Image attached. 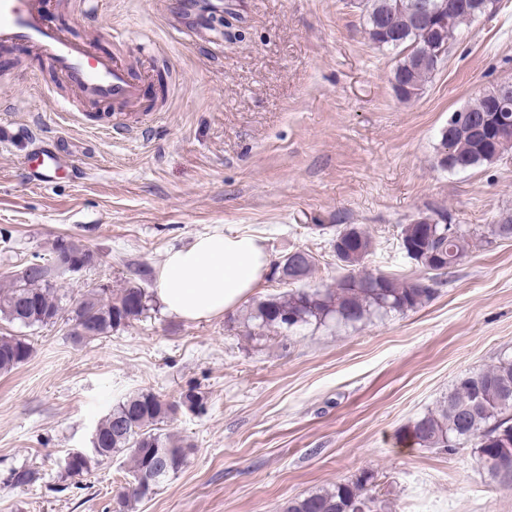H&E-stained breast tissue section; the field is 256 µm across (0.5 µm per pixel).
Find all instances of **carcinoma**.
<instances>
[{"mask_svg": "<svg viewBox=\"0 0 512 512\" xmlns=\"http://www.w3.org/2000/svg\"><path fill=\"white\" fill-rule=\"evenodd\" d=\"M365 25L369 40L379 48L397 53L393 87L403 99L419 95L443 61L427 60L418 51L434 42L453 44L462 26L487 12L497 13L500 0H366ZM475 121L459 122L448 117V127L440 132L437 163L444 170H466L499 159L512 148V99L494 104L479 95L461 109ZM445 214L424 216L421 224H404L399 245L414 248L410 260L426 272L441 270L440 255L448 256L452 269L467 256L477 242L512 239V217L501 224L462 229L454 234L444 227ZM368 231L356 225L336 230L334 251L341 254L346 274L330 288H291L256 301L244 327L251 340L260 343L270 335H281L300 327L330 320L356 325L374 315L405 313L423 306L434 294L430 278H397L383 273L367 282L360 267L372 252ZM74 260H90V249L78 240L63 239L49 250V257L37 256L23 279L14 273L0 286V321L24 328L43 326L53 318L67 315L70 337L83 343L112 335L130 326L150 310L152 295L136 279L130 278L117 293L109 287L96 288L66 307L56 283V252ZM299 274L287 270L273 273L279 280L296 284L307 279L315 257L302 259ZM33 353L24 335H0V372H8L28 362ZM206 396L189 388L169 401L151 391L133 392L123 397L95 426L91 449L76 450L64 459L65 479L87 474L95 466L125 454L131 479L113 498L114 512H131L136 503L152 497L160 485L180 472L187 463L191 446L162 432L161 425L180 411L199 413L206 408ZM418 448L452 454L465 444L472 447L477 462L499 487L512 489V356L501 357L486 368L457 379L448 395L435 409L415 419L405 434ZM494 457L508 465L503 470L484 465ZM38 471L20 467L9 472L16 487L34 484ZM379 505V484L374 472L358 476L304 497L288 501L284 512H375Z\"/></svg>", "mask_w": 512, "mask_h": 512, "instance_id": "cac0c4a2", "label": "carcinoma"}]
</instances>
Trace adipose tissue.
<instances>
[{
    "label": "adipose tissue",
    "mask_w": 512,
    "mask_h": 512,
    "mask_svg": "<svg viewBox=\"0 0 512 512\" xmlns=\"http://www.w3.org/2000/svg\"><path fill=\"white\" fill-rule=\"evenodd\" d=\"M269 264L257 235L202 234L188 246L168 252L159 269L156 295L171 316L208 320L247 301L260 288Z\"/></svg>",
    "instance_id": "adipose-tissue-1"
}]
</instances>
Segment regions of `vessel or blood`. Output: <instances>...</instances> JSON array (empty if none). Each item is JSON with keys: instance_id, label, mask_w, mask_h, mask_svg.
<instances>
[{"instance_id": "obj_1", "label": "vessel or blood", "mask_w": 512, "mask_h": 512, "mask_svg": "<svg viewBox=\"0 0 512 512\" xmlns=\"http://www.w3.org/2000/svg\"><path fill=\"white\" fill-rule=\"evenodd\" d=\"M176 28L189 39L201 37L215 48L224 46L220 26L193 27L181 21ZM0 43L31 51L37 61L62 75L85 102L111 103L121 110L143 104L145 77L123 60L95 52L90 41L66 36L49 19L45 0H0ZM23 163L41 184L48 182L62 160L36 149L24 156Z\"/></svg>"}]
</instances>
